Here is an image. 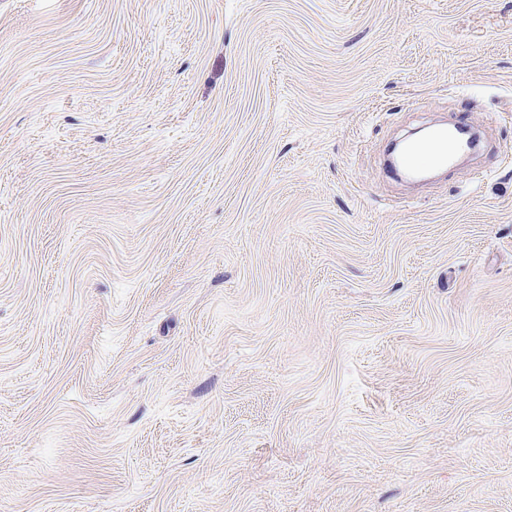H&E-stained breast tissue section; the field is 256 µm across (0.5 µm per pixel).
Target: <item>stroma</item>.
Returning a JSON list of instances; mask_svg holds the SVG:
<instances>
[{"label":"stroma","mask_w":512,"mask_h":512,"mask_svg":"<svg viewBox=\"0 0 512 512\" xmlns=\"http://www.w3.org/2000/svg\"><path fill=\"white\" fill-rule=\"evenodd\" d=\"M0 512H512V0H0ZM470 135V146L466 151L475 150L480 143V134L473 126L467 124H453L439 127L426 140L412 145L406 149L401 164L404 167H413L420 159L429 158L439 166L448 165L455 154L463 149V132Z\"/></svg>","instance_id":"obj_1"}]
</instances>
